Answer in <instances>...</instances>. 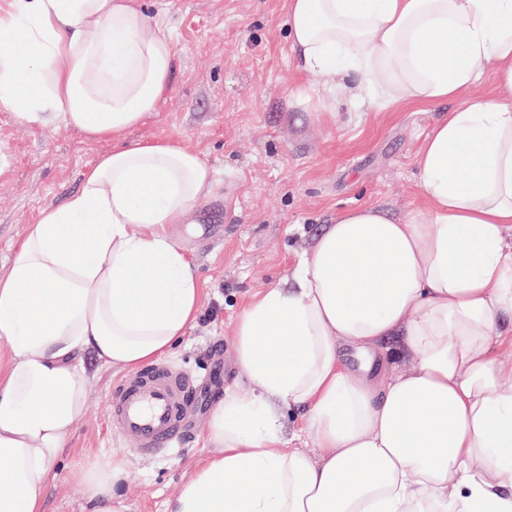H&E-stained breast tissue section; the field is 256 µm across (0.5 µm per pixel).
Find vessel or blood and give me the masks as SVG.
Returning a JSON list of instances; mask_svg holds the SVG:
<instances>
[{
    "instance_id": "obj_1",
    "label": "vessel or blood",
    "mask_w": 512,
    "mask_h": 512,
    "mask_svg": "<svg viewBox=\"0 0 512 512\" xmlns=\"http://www.w3.org/2000/svg\"><path fill=\"white\" fill-rule=\"evenodd\" d=\"M202 387L165 361L123 376L109 397V423L123 444L144 457L177 451L191 432Z\"/></svg>"
}]
</instances>
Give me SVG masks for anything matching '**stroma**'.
<instances>
[{"instance_id": "1", "label": "stroma", "mask_w": 512, "mask_h": 512, "mask_svg": "<svg viewBox=\"0 0 512 512\" xmlns=\"http://www.w3.org/2000/svg\"><path fill=\"white\" fill-rule=\"evenodd\" d=\"M289 0H142L173 45L170 89L157 111L125 132L129 142L174 141L209 167L200 206L170 234L200 282L199 312L166 359L191 374L222 375L199 408L197 435L183 449L143 459L107 426L115 370L98 371L47 488L44 512H89L70 480L85 462L108 457L126 474L117 491L129 512H167L182 483L214 448L212 412L227 393L253 386L239 366L235 328L266 288L290 278L299 255L344 210L380 205L392 215L423 206L417 157L427 134L458 100L370 109L340 77L303 70L288 42ZM112 150L60 123L29 127L0 108V278L12 247L40 212L61 206L82 173ZM282 448L317 449L300 435L308 410L279 407Z\"/></svg>"}]
</instances>
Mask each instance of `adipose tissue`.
I'll list each match as a JSON object with an SVG mask.
<instances>
[{"label":"adipose tissue","instance_id":"obj_1","mask_svg":"<svg viewBox=\"0 0 512 512\" xmlns=\"http://www.w3.org/2000/svg\"><path fill=\"white\" fill-rule=\"evenodd\" d=\"M288 26L304 70L342 71L370 105H460L420 150L425 206L342 212L243 312L236 358L257 391L213 411L216 452L169 512H512V385L492 355L512 316V0H289ZM172 60L139 0L0 6V107L113 141L0 278V512H43L85 408V355L131 370L196 318L168 228L209 169L176 142L122 138L165 98ZM488 69L495 93L472 94ZM385 336L397 346L378 348ZM355 344L381 375L342 363ZM290 402L309 408L318 460L282 449ZM123 477L99 458L71 481L91 512H127Z\"/></svg>","mask_w":512,"mask_h":512}]
</instances>
